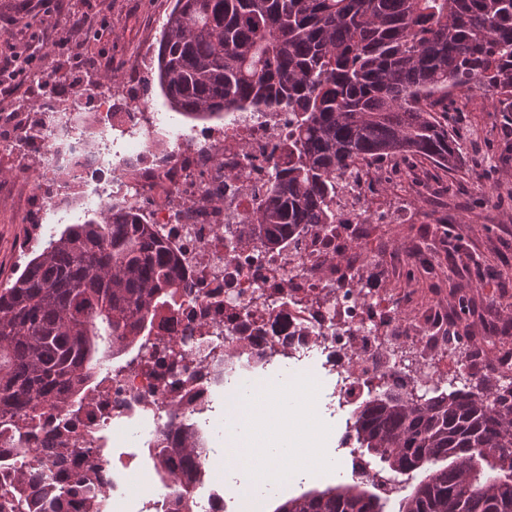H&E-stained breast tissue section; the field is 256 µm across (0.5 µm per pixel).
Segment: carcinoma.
Returning a JSON list of instances; mask_svg holds the SVG:
<instances>
[{"label":"carcinoma","instance_id":"cac0c4a2","mask_svg":"<svg viewBox=\"0 0 512 512\" xmlns=\"http://www.w3.org/2000/svg\"><path fill=\"white\" fill-rule=\"evenodd\" d=\"M157 83L170 110L193 120L291 113L288 166L248 217L273 251L301 225L336 223L337 199L364 165L414 155L459 166L436 106L470 84L512 106V0H176ZM190 293L155 226L113 206L52 235L0 289V443L45 429L34 463L8 476L0 512H109L110 460L51 420L90 408L91 383L158 309ZM351 420L356 450L383 464L372 489L309 490L275 512H386L389 480L417 472L398 512H512V395L383 391ZM204 447L187 427L162 458L178 512H190Z\"/></svg>","mask_w":512,"mask_h":512}]
</instances>
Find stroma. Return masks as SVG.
<instances>
[{
    "mask_svg": "<svg viewBox=\"0 0 512 512\" xmlns=\"http://www.w3.org/2000/svg\"><path fill=\"white\" fill-rule=\"evenodd\" d=\"M174 0H71L72 10L101 19L111 27L94 26L81 35L70 32L64 17L30 12L34 25H48L55 43L45 62L57 84L73 87L77 73L69 62L73 51L111 59L121 93L117 105L132 99L131 68L153 55ZM448 130L460 142L462 163L453 170L419 156H395L377 165L363 205L368 210L366 249L372 260L359 270L374 287L388 281L419 289L456 307L466 301L464 324L473 343L498 352L512 337L505 306L512 304V110L493 104L481 90L457 89L437 108ZM33 155L0 148V288L12 281L43 246V234L25 207L27 192L37 180ZM436 234L441 261L433 274L406 263L387 269V253L410 255L423 243V227ZM351 445L332 441L329 456L336 466L324 477H307L304 488L324 489L344 478L342 464ZM301 488V489H304ZM300 488L278 487L265 505L274 512Z\"/></svg>",
    "mask_w": 512,
    "mask_h": 512,
    "instance_id": "obj_1",
    "label": "stroma"
}]
</instances>
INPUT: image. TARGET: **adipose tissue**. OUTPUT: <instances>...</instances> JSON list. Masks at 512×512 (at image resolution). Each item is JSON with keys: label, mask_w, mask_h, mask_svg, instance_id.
I'll return each instance as SVG.
<instances>
[{"label": "adipose tissue", "mask_w": 512, "mask_h": 512, "mask_svg": "<svg viewBox=\"0 0 512 512\" xmlns=\"http://www.w3.org/2000/svg\"><path fill=\"white\" fill-rule=\"evenodd\" d=\"M278 399L277 387L256 384L246 403L225 413L229 427L225 447L233 454L238 467L253 481L262 484L285 481L287 468L283 463L284 457L301 459L312 474L320 472L328 461L323 443L331 426L322 421L310 405L303 412L297 434L284 443L287 456L272 453L268 437L289 422L288 416L273 413Z\"/></svg>", "instance_id": "adipose-tissue-1"}]
</instances>
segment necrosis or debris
Masks as SVG:
<instances>
[{
  "label": "necrosis or debris",
  "mask_w": 512,
  "mask_h": 512,
  "mask_svg": "<svg viewBox=\"0 0 512 512\" xmlns=\"http://www.w3.org/2000/svg\"><path fill=\"white\" fill-rule=\"evenodd\" d=\"M97 109L99 132L89 140L77 116ZM110 90L86 97L74 87L51 99L34 121L38 134L0 131V143H23L38 157L52 189L36 184L35 214L71 213L76 179L90 172L105 181L98 206L139 210L157 225L183 262L192 286L181 309L157 312L141 339L149 366H114L96 392L91 416H80L75 433L92 448H105L114 429L130 445L158 459L167 440L184 425L210 434L217 391L246 394L253 380L307 364L326 383L312 390L315 405L333 409L360 400L368 389L418 393L455 376L460 388L482 385L488 368L512 379V363L479 353L456 337V324L440 301L412 303L410 290L360 291L356 271L367 254L353 217L337 225L307 226L297 247L265 249L250 237L246 216L264 198L275 170L285 168L283 145L289 113L234 112L215 123L174 132L172 148L151 153L165 121L152 104L113 111ZM182 415H174L173 402ZM210 448L196 462L195 484L207 487L192 512H236L239 503H263L270 486L237 485L224 494V478Z\"/></svg>",
  "instance_id": "necrosis-or-debris-1"
}]
</instances>
